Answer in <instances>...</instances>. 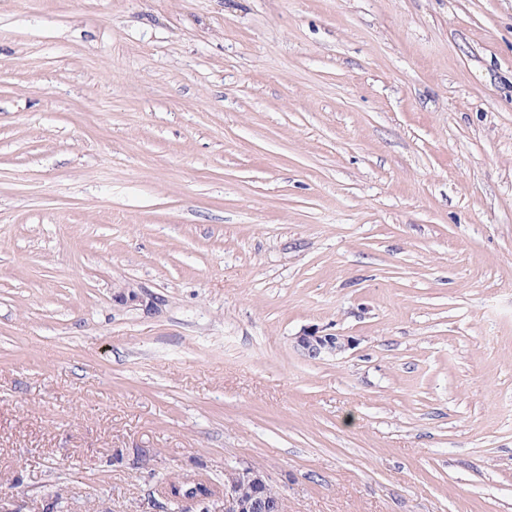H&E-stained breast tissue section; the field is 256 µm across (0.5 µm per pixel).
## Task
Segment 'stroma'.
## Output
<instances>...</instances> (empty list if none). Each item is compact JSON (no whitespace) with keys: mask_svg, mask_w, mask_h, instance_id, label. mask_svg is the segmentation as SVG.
Here are the masks:
<instances>
[{"mask_svg":"<svg viewBox=\"0 0 512 512\" xmlns=\"http://www.w3.org/2000/svg\"><path fill=\"white\" fill-rule=\"evenodd\" d=\"M250 464L512 512V0H0V512ZM295 344L297 349L308 358L321 359L344 354L355 348L357 341L352 336L314 327L304 329L295 336Z\"/></svg>","mask_w":512,"mask_h":512,"instance_id":"stroma-1","label":"stroma"}]
</instances>
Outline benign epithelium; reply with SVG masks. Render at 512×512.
<instances>
[{
	"label": "benign epithelium",
	"instance_id": "1",
	"mask_svg": "<svg viewBox=\"0 0 512 512\" xmlns=\"http://www.w3.org/2000/svg\"><path fill=\"white\" fill-rule=\"evenodd\" d=\"M295 344L311 359L337 356L355 348L357 341L320 328L305 329ZM224 512H284V501L268 477L254 466L224 470Z\"/></svg>",
	"mask_w": 512,
	"mask_h": 512
}]
</instances>
